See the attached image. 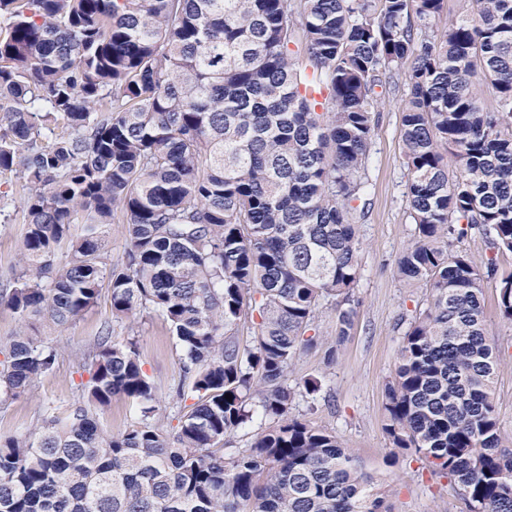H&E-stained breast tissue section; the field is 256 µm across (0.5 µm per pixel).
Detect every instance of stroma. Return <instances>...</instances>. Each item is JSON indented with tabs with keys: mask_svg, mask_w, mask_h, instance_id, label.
Instances as JSON below:
<instances>
[{
	"mask_svg": "<svg viewBox=\"0 0 512 512\" xmlns=\"http://www.w3.org/2000/svg\"><path fill=\"white\" fill-rule=\"evenodd\" d=\"M380 93L382 102L366 171L369 207L361 226V276L352 294L354 325L349 336L338 344L333 364H326L319 347L296 360L290 382L316 378L321 389L313 398L298 401L294 413L335 433L345 447L353 450L365 470L383 475L389 489V512H465L460 495L450 487L447 477L433 473L421 455L403 450L396 466L386 464L392 447L382 403L402 341L397 324L401 316L422 303L425 291L406 286L394 274L395 261L413 231L400 139L402 74H395ZM5 189L6 197L0 198V291L14 283L25 231L24 190L17 181L6 184ZM483 310L488 338L500 359L495 402L501 445L512 450V322L500 314L494 283L486 285ZM109 322L113 323L112 312L105 297L62 330L39 317L21 319L0 305V348L23 330L62 349L55 373L42 378L33 393L0 407V435L28 434L45 409L62 415L80 401L82 378L74 356L92 345ZM113 325L115 336L135 335L142 369L159 398L155 421L167 434H174L185 402L176 395L180 349L168 324L143 314L134 325Z\"/></svg>",
	"mask_w": 512,
	"mask_h": 512,
	"instance_id": "obj_1",
	"label": "stroma"
}]
</instances>
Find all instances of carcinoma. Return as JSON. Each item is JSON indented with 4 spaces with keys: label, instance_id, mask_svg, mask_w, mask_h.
<instances>
[{
    "label": "carcinoma",
    "instance_id": "cac0c4a2",
    "mask_svg": "<svg viewBox=\"0 0 512 512\" xmlns=\"http://www.w3.org/2000/svg\"><path fill=\"white\" fill-rule=\"evenodd\" d=\"M444 2L0 0V175L26 190L0 302L60 330L104 292L115 322L154 313L194 399L163 432L137 341L105 331L81 353L87 404L0 436V512H389L336 434L292 414L288 374L325 342L321 308L336 340L353 325L375 87L402 66L414 232L395 274L426 303L386 384V432L457 484L466 512H512L482 307L496 278L512 322V272L497 264L512 254V0H469L438 30ZM118 217L125 260L108 268ZM475 234L491 250L481 266L455 246ZM59 357L13 337L0 404ZM117 396L136 417L114 435L89 406ZM256 416L272 425L226 450Z\"/></svg>",
    "mask_w": 512,
    "mask_h": 512
}]
</instances>
